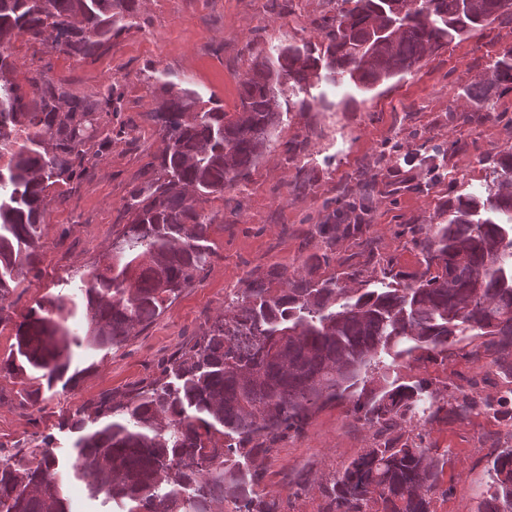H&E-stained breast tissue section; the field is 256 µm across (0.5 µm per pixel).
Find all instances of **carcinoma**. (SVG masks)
I'll use <instances>...</instances> for the list:
<instances>
[{
	"label": "carcinoma",
	"mask_w": 512,
	"mask_h": 512,
	"mask_svg": "<svg viewBox=\"0 0 512 512\" xmlns=\"http://www.w3.org/2000/svg\"><path fill=\"white\" fill-rule=\"evenodd\" d=\"M137 16L138 0H0V312L12 284L39 262L46 209L76 190L112 143L101 118L117 104L111 87L89 104L44 73L22 86L14 43L25 37L84 59ZM504 17L512 0H336L316 40L291 37L272 56L252 55L234 112L155 79L157 108L146 118L166 141L156 175L130 195L128 222L89 279L70 295L42 298L16 326L0 374H34L37 387L21 405H37L44 387L77 385L73 349L119 350L206 270L216 216L202 203L249 179L282 109H313L311 89L323 80L370 91ZM505 85L511 47L466 87L472 108L459 120L494 118L490 92ZM487 163L485 196L451 197L438 222L409 226L424 256L419 278L403 284L387 267L373 281L356 268L325 279L255 270L229 293L230 315L180 346L157 377L64 418L60 426L75 434L72 470L90 496L116 512H224L226 503L233 512H279L255 458L336 401L383 439L323 486L325 512H433L447 460L423 445L413 421L496 402L391 382L389 371L416 351L445 360L480 337L512 374V146ZM369 213L360 199L315 233L331 250L363 235ZM50 444L46 436L0 448V512H69ZM488 474L478 512H512L511 447L494 450Z\"/></svg>",
	"instance_id": "obj_1"
}]
</instances>
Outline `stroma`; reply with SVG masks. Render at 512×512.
<instances>
[{"label": "stroma", "mask_w": 512, "mask_h": 512, "mask_svg": "<svg viewBox=\"0 0 512 512\" xmlns=\"http://www.w3.org/2000/svg\"><path fill=\"white\" fill-rule=\"evenodd\" d=\"M333 8L332 0H141L135 25L92 57L15 43L18 80L45 68L80 96L113 86L121 109L113 113L112 125L129 135L113 138L77 191L48 207L41 259L0 312V358L12 349L16 323L39 300L61 293L64 280L88 273L101 259L124 221L131 191L152 175L165 147L162 133L146 119L156 106L154 77L190 80L203 99L234 111L252 53L290 36L313 38L312 20ZM509 47L512 20L498 21L427 57L403 79L368 92L324 84L315 90L324 105L284 113L271 151L249 180L205 202L216 216L209 229L212 263L159 319L138 329L119 351L103 356L76 350L74 364L84 370L77 386L44 392L36 406L19 404L30 380L0 376V447L38 443L49 435L52 452L70 463L73 435L60 428L62 417L102 393L122 394L155 375L178 345L223 313L228 294L251 270L277 266L323 279L371 258L406 276L419 271L421 256L408 224L435 216L450 194L482 192L486 157L512 145V91L496 97L500 118L471 125L452 120L468 106L464 87ZM389 139L400 148L387 164L380 151ZM303 140L306 157L289 159L286 143ZM304 168L313 180L298 191L294 184ZM360 196L372 205L367 233L337 242L330 264L311 265L310 256L325 249L315 225ZM495 359L475 338L449 351L445 362L417 354L401 361L394 374L427 380L440 391L452 385L494 397L505 386ZM422 432L426 445L448 460L432 497L433 512H476L489 482L488 456L512 444V421L453 412ZM374 439V429L348 404L327 403L302 433L283 435L259 458L264 491L280 502L281 512H321L320 482Z\"/></svg>", "instance_id": "obj_1"}]
</instances>
